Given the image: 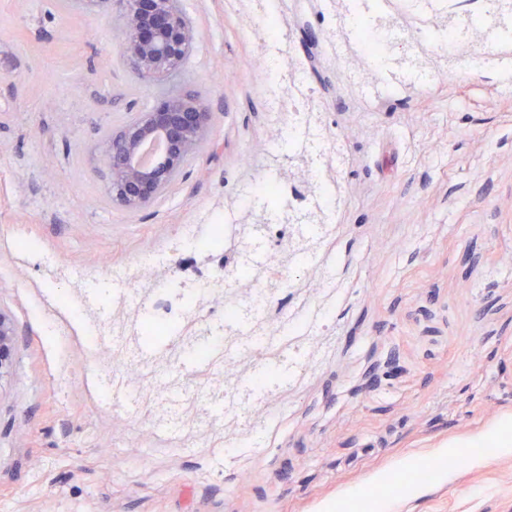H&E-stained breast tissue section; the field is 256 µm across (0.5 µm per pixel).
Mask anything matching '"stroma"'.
Here are the masks:
<instances>
[{
    "instance_id": "1",
    "label": "stroma",
    "mask_w": 512,
    "mask_h": 512,
    "mask_svg": "<svg viewBox=\"0 0 512 512\" xmlns=\"http://www.w3.org/2000/svg\"><path fill=\"white\" fill-rule=\"evenodd\" d=\"M183 5L197 46L172 87L208 100L212 136L130 211L95 153L159 87L98 11L0 0V512H512V451L441 469L512 419V43L449 45L441 16L484 0H384L413 37L402 83L360 47L355 0ZM296 80L303 100L278 96ZM296 134L320 161L288 181ZM268 177L291 209L335 198L273 290L255 272L294 227L242 230ZM221 223L222 248H193ZM180 288L194 313L139 359ZM259 294L226 331L225 306ZM216 331L232 353L186 364ZM412 464L433 484L403 488Z\"/></svg>"
}]
</instances>
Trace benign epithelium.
Masks as SVG:
<instances>
[{
	"instance_id": "7a95c632",
	"label": "benign epithelium",
	"mask_w": 512,
	"mask_h": 512,
	"mask_svg": "<svg viewBox=\"0 0 512 512\" xmlns=\"http://www.w3.org/2000/svg\"><path fill=\"white\" fill-rule=\"evenodd\" d=\"M116 2L109 17L120 34L119 52L138 77L160 82L179 76L196 44V30L182 0H82L89 8ZM214 113L195 91H170L155 106L133 113L112 131L99 152L112 201L138 211L152 205L177 180L186 163L210 139ZM159 144L155 160L146 148ZM10 317L0 312V370L13 343Z\"/></svg>"
}]
</instances>
